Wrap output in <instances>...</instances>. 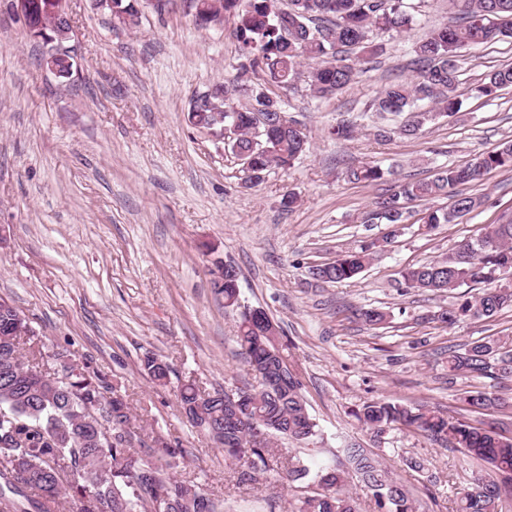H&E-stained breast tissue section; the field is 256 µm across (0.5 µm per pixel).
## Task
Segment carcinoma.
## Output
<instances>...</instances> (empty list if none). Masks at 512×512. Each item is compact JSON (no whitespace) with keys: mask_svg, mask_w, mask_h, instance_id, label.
Returning <instances> with one entry per match:
<instances>
[{"mask_svg":"<svg viewBox=\"0 0 512 512\" xmlns=\"http://www.w3.org/2000/svg\"><path fill=\"white\" fill-rule=\"evenodd\" d=\"M213 11L235 19L231 35L240 44L245 62L232 87L215 93L224 99L238 94L240 106L225 104L230 123L239 136L238 153L253 169L266 175L284 169L310 150L308 134L294 119H281L280 92L307 75L309 89L328 98L355 83L361 60L341 56L347 50H376L375 37L405 31L413 23L408 0H218ZM461 21L431 31L414 49L415 78L386 85L371 110L379 116L411 113L399 127L404 136H416L423 126L458 111L452 95L457 68L448 58L464 46L496 42L512 35V0H457ZM112 15L139 17V0H112ZM512 87V68L491 73L479 92L491 97ZM198 129H218L222 122L212 109L196 108L188 114ZM512 167V141L457 167L441 169L429 180L405 182L374 203L366 224H405L410 204L446 198L445 208H429L417 220L431 232L482 206L479 196L459 187L481 180L491 169ZM357 182H376L385 175L379 165L364 163L349 172ZM375 243L338 256L322 270L331 283L355 279L373 259ZM210 283L223 296L224 308L239 311L237 339L240 356L260 379L259 387L237 410L224 406L221 392L205 393L193 382L178 386V399L186 418L207 434L224 431L218 444L224 463L239 469L240 479L251 481L280 464L288 486L300 490L295 512H358L356 499L344 491L355 479L372 491L382 512H416V500L393 479L373 452L353 446L344 449L347 466L311 469L297 456L277 457L280 439L303 441L314 436L317 424L301 393V381L291 368L288 343L280 332L269 331L263 317L241 304L239 270L228 265L223 282L213 263ZM512 273V221L491 224L475 241L461 244L456 256L419 264L401 273V287L445 293L464 285L484 284L475 296L460 295L442 310L440 322L455 325L472 318H492L512 308V285L491 286L490 273ZM38 336L20 312L0 302V512H54L60 498L80 504L78 512H197L198 501L208 499L195 485L170 473L186 450L176 440L156 438L146 459L144 445L131 430V407L125 396L109 387L105 377L86 365H71V353L53 355L44 368L35 350ZM144 371L156 382L168 379L165 362L147 357ZM472 377H512V340L480 339L463 351H448V374ZM473 411L504 405L489 392L470 390L462 397ZM240 413L252 425L238 428L232 418ZM362 427L375 437L403 426L443 440L481 464L471 472L456 512H501L504 494L512 496L498 478L512 476V436L489 425L449 418L426 405L407 406L388 399H372L352 411Z\"/></svg>","mask_w":512,"mask_h":512,"instance_id":"cac0c4a2","label":"carcinoma"}]
</instances>
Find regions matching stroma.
I'll return each mask as SVG.
<instances>
[{"mask_svg":"<svg viewBox=\"0 0 512 512\" xmlns=\"http://www.w3.org/2000/svg\"><path fill=\"white\" fill-rule=\"evenodd\" d=\"M70 15L72 70L60 78L43 63V43L0 0V299L28 318L45 354L68 348L125 392L144 440L179 439L187 454L177 478L197 483L224 512H292L286 480L271 472L240 483L176 398L188 380L210 391L257 384L238 353V314L210 286L214 260L233 263L242 305L283 328L317 424L306 442L280 441L283 454L336 465L350 444L379 451L419 512H455L474 467L462 451L404 427L374 442L351 411L386 397L512 432V406L477 414L460 401L476 389L510 398L512 378L448 374L449 350L512 336V310L448 326L432 314L454 304L456 292L398 286L405 268L448 259L461 242L512 218V169L467 185L483 205L429 233L408 224L387 245L388 225L363 218L396 181L430 178L512 140V88L478 92L489 73L512 67V37L459 51L453 117L415 138H381L371 101L390 82L412 78L414 43L458 15L454 0H418L410 30L378 36L355 84L328 99L303 82L289 93V114L306 127L310 150L247 188L231 151L187 121L197 95L239 72L232 19L201 28L190 0H142L131 27L95 0H71ZM343 120L357 126L351 139L330 134ZM364 162L388 176L351 180L348 169ZM290 192L298 201L288 209ZM364 239L379 247L358 279L311 278L309 267ZM370 308L387 312L384 327L360 319ZM148 356L169 365L166 383L146 374ZM410 457L425 471L408 468Z\"/></svg>","mask_w":512,"mask_h":512,"instance_id":"35a3bbf8","label":"stroma"}]
</instances>
